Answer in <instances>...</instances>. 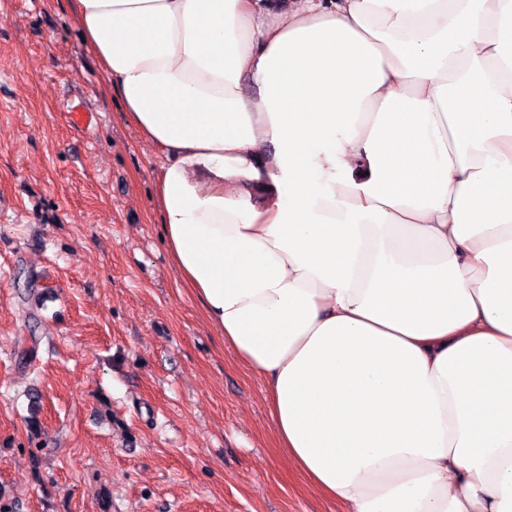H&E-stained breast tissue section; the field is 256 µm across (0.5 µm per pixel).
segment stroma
I'll return each mask as SVG.
<instances>
[{"label":"stroma","instance_id":"35a3bbf8","mask_svg":"<svg viewBox=\"0 0 512 512\" xmlns=\"http://www.w3.org/2000/svg\"><path fill=\"white\" fill-rule=\"evenodd\" d=\"M157 174L69 0H0V490L16 512H341L184 288Z\"/></svg>","mask_w":512,"mask_h":512}]
</instances>
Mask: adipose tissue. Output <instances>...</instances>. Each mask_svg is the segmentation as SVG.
Instances as JSON below:
<instances>
[{
	"label": "adipose tissue",
	"instance_id": "adipose-tissue-1",
	"mask_svg": "<svg viewBox=\"0 0 512 512\" xmlns=\"http://www.w3.org/2000/svg\"><path fill=\"white\" fill-rule=\"evenodd\" d=\"M71 6L310 490L512 512V0Z\"/></svg>",
	"mask_w": 512,
	"mask_h": 512
}]
</instances>
